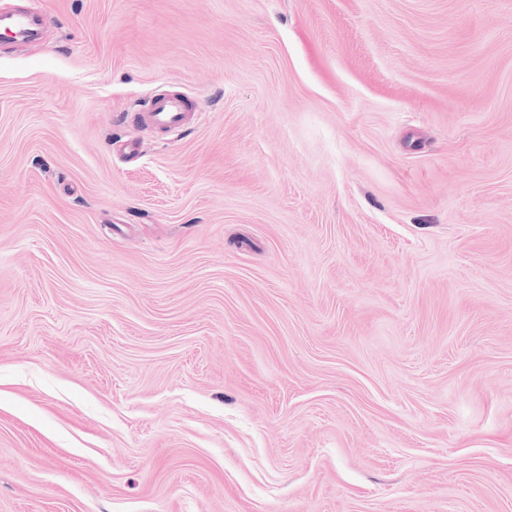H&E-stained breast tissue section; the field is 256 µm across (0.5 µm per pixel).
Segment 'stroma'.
<instances>
[{
	"instance_id": "35a3bbf8",
	"label": "stroma",
	"mask_w": 512,
	"mask_h": 512,
	"mask_svg": "<svg viewBox=\"0 0 512 512\" xmlns=\"http://www.w3.org/2000/svg\"><path fill=\"white\" fill-rule=\"evenodd\" d=\"M39 5L0 512H512V0ZM180 97L157 99L147 112L137 114L138 121L146 126L164 130L178 129L189 122L190 114Z\"/></svg>"
}]
</instances>
